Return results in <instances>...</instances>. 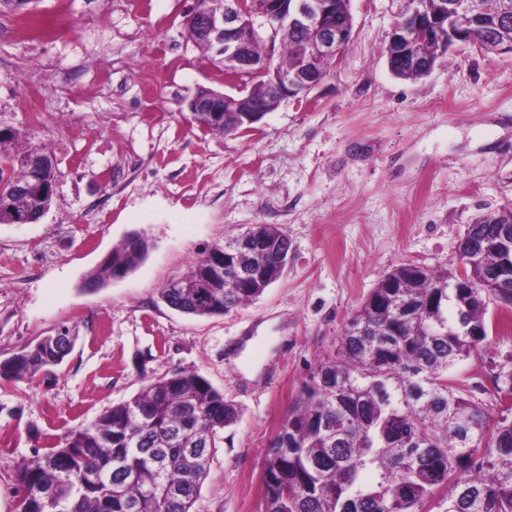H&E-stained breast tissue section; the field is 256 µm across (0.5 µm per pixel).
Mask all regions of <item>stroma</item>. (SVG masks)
I'll use <instances>...</instances> for the list:
<instances>
[{
	"label": "stroma",
	"mask_w": 512,
	"mask_h": 512,
	"mask_svg": "<svg viewBox=\"0 0 512 512\" xmlns=\"http://www.w3.org/2000/svg\"><path fill=\"white\" fill-rule=\"evenodd\" d=\"M191 4L0 9V128L19 131L15 151L43 146L58 175L39 221L0 224V362L64 328L75 338L61 365L0 379V512H15L18 464L180 370L238 410L192 512H257L264 448L380 280L402 264L459 272L468 225L512 208V54L470 44L429 75L400 79L386 46L407 0H350L353 39L325 80L252 129L219 136L187 108L197 88H224L187 38ZM60 11L74 25L54 42L13 33L19 15L45 22ZM251 224L288 237L276 282L222 315L164 302L167 280ZM133 233L151 244L144 260L89 284ZM246 336L255 350L233 357ZM511 359L512 331L499 330L452 374L487 402L493 365Z\"/></svg>",
	"instance_id": "stroma-1"
}]
</instances>
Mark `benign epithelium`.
Listing matches in <instances>:
<instances>
[{
    "mask_svg": "<svg viewBox=\"0 0 512 512\" xmlns=\"http://www.w3.org/2000/svg\"><path fill=\"white\" fill-rule=\"evenodd\" d=\"M433 8L422 6V0H414L412 23H394L389 44L400 54L410 57V50L424 41H430L442 51L462 43L453 27L458 14L464 11L463 0H436ZM275 19L285 32L304 31L311 40L299 45L303 56L302 67L293 72L281 71L274 65L276 49L275 31L269 29V21ZM352 25L346 21L336 23V0H226L224 11L207 13L196 28V37L216 48L224 57V86L233 93L214 92L201 97L193 95L189 111L203 112L212 125L224 123L222 103L249 98L251 89L248 79L253 76H270L275 97L268 108L252 107L242 111L240 121L249 127L259 120V115L276 109L290 98L306 96L320 84L325 75L316 72L318 58H328L335 63L341 60L343 50L352 39ZM267 44L268 53L258 62L249 56V47L255 42ZM15 163L33 173L41 172L49 164V156L32 151L20 156Z\"/></svg>",
    "mask_w": 512,
    "mask_h": 512,
    "instance_id": "benign-epithelium-1",
    "label": "benign epithelium"
}]
</instances>
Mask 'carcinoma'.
<instances>
[{
	"label": "carcinoma",
	"mask_w": 512,
	"mask_h": 512,
	"mask_svg": "<svg viewBox=\"0 0 512 512\" xmlns=\"http://www.w3.org/2000/svg\"><path fill=\"white\" fill-rule=\"evenodd\" d=\"M461 17L464 40H512V10L504 0H477ZM277 44L280 68L293 69L298 43ZM392 72L416 80L412 60L391 57ZM11 179L33 186L0 202V224L50 207L57 180L51 169L37 178L25 168ZM512 209L482 215L461 241L471 286L458 275L406 264L384 276L350 319L333 357L305 382L264 451L261 512H512V398L477 403L461 392L451 369L480 354L492 331L488 290L512 305L500 288L512 256ZM267 243L249 255L255 275L233 281L236 260L224 245L206 247L224 265L198 258L182 287L165 284L162 299L181 312L222 314L260 296L288 261L285 234L254 224ZM145 257L128 242L116 247L94 281L127 274ZM484 326L473 336L469 327ZM63 329L15 356L0 378L9 381L61 364L68 351ZM197 373L174 371L150 381L131 400L105 410L91 425L70 431L59 447L17 468L19 512H191L220 431L237 418ZM373 475L363 481V473Z\"/></svg>",
	"instance_id": "carcinoma-1"
}]
</instances>
